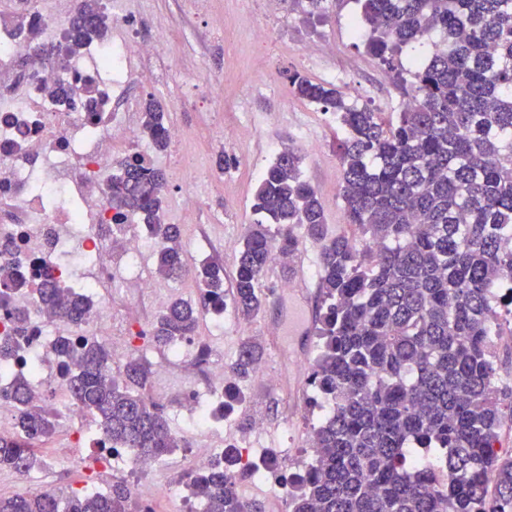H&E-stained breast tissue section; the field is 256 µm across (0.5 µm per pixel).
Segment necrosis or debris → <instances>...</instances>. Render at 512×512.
I'll use <instances>...</instances> for the list:
<instances>
[{
	"label": "necrosis or debris",
	"mask_w": 512,
	"mask_h": 512,
	"mask_svg": "<svg viewBox=\"0 0 512 512\" xmlns=\"http://www.w3.org/2000/svg\"><path fill=\"white\" fill-rule=\"evenodd\" d=\"M102 3L109 37L92 42L64 66L36 57L34 49L59 43L70 25L72 7L37 0L38 32L31 39L0 25V213L6 216L0 224V265L27 284L11 298L12 307L25 310L27 329L15 335L9 321L0 317V339L13 335L21 346L15 358L5 361L6 369L37 370L31 387L38 405L44 382L60 374L52 350L60 325L47 319L37 293L45 280L79 288L92 300V315L70 326L73 336H95L111 327L112 291L125 281H138L144 292L154 295L156 307L166 303L165 296L155 292V280L140 271L141 256L152 243L144 225L132 216L116 224L103 222L110 212L112 171L123 159L120 145L144 142L134 118L138 104L128 88L146 79L142 65L157 53L166 35L161 32L154 42H141L128 0ZM87 77L106 101L104 117L93 126L91 137L85 134L90 126L83 99L76 95L64 103L51 93L57 85L81 86ZM52 196L60 197V204H49ZM61 249L72 257L63 266L56 256ZM86 258L94 267L91 276L83 277L77 263ZM223 396L220 364L203 379L189 378L182 392L184 405L198 415L205 409L204 399Z\"/></svg>",
	"instance_id": "1"
}]
</instances>
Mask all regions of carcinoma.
Returning <instances> with one entry per match:
<instances>
[{
  "label": "carcinoma",
  "instance_id": "carcinoma-1",
  "mask_svg": "<svg viewBox=\"0 0 512 512\" xmlns=\"http://www.w3.org/2000/svg\"><path fill=\"white\" fill-rule=\"evenodd\" d=\"M353 30L403 84L409 102L385 118L350 103L335 85L290 77L300 99L333 110L342 130L341 198L345 223L361 239L328 233L300 157L280 151L265 169L250 225L237 251L233 303L245 318L263 307L260 281L275 253L291 255L295 228L320 245L317 353L310 386L330 406L314 429L313 458L293 476L290 512H506L512 509V458L496 450L512 413L503 412L488 338L497 311L512 305L499 292L512 276V0H356ZM105 36L100 0H80L63 42L37 54L60 64ZM84 80L88 120L102 101ZM142 128L156 151L169 145L161 106L145 102ZM167 182L161 169L135 155L112 177L109 207L147 225L158 243L156 272L192 275L200 303L172 300L154 323V343L194 335L199 313L224 304V272L212 263L187 267L180 227L162 219ZM22 280L4 284L9 308ZM57 321L77 324L91 302L53 280L39 289ZM63 381L99 427L100 448L162 458L185 440L139 389L149 366L128 360L124 381L106 371L112 354L88 337L59 335L53 344ZM260 354L242 342L234 367L245 378ZM15 407L16 436L0 438V470L26 475L44 465L36 442L57 423L34 404L30 381L15 374L0 386ZM247 471L235 448L188 479L202 512H255L240 497ZM130 493L0 497V512H130Z\"/></svg>",
  "mask_w": 512,
  "mask_h": 512
}]
</instances>
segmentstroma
Returning a JSON list of instances; mask_svg holds the SVG:
<instances>
[{
    "label": "stroma",
    "mask_w": 512,
    "mask_h": 512,
    "mask_svg": "<svg viewBox=\"0 0 512 512\" xmlns=\"http://www.w3.org/2000/svg\"><path fill=\"white\" fill-rule=\"evenodd\" d=\"M129 2L142 38H151L160 28L168 31L160 58L148 61L147 69L165 70L166 61L175 63L172 70H165L161 86L135 84L130 92L142 102L160 101L168 124L183 125L188 131L184 141L154 153L152 161L161 168L176 157L186 160L205 195L203 204L183 221L177 210L183 186L174 180L167 183L164 219L181 224L186 255L223 265L224 282L232 284L238 245L256 220L252 203L260 177L276 151L286 146L302 158V175L318 193L329 233L355 235V227L345 222L340 195L342 167L336 122L331 113L296 97L289 77L298 73L324 81L336 73L339 89L351 98L377 112L398 111L404 96L392 73L352 34L350 22L360 12L358 0H333L323 20L307 17L292 0H279L273 11L266 0H210L205 12L195 11L191 0ZM260 24L270 31L262 44L253 39V30ZM260 57L268 62L266 70L255 67ZM216 73L223 76L216 105L201 107L198 99L208 93L209 79ZM219 119L246 128V136L221 141L215 127ZM310 139L316 141V149L307 147ZM221 156L232 161L223 171L217 165ZM285 283L282 262H272L261 280L264 309L250 321L247 333H240L238 313L232 306L227 309L223 329L210 331L207 317L199 319L197 335L208 337L225 370H232L248 337L261 343V363L278 380L274 386L254 377L241 383L240 400L215 415V436L208 440L191 433L187 414L178 405L182 371L169 365L166 348L155 345L148 334H138L139 329H151L157 317L151 295L143 293L133 280L114 292L112 312L127 319L128 332L101 338L112 352V366L123 369L131 353L149 364L151 374L141 394L163 410L172 431L186 437L187 445L168 455L159 471L134 481L99 466L96 424L88 415L83 447H71V433L63 425L51 438L38 443L54 482L68 491L91 482L100 493L116 486L128 488L135 482L146 486L167 482L178 485L179 492L160 500L159 512H182L189 493L183 481L192 468L194 452L219 446L220 434L230 428L249 442L252 461L269 455L277 460L276 468L239 480L240 496L257 503L262 512H288L274 483L296 473L298 464L311 458L309 436L320 415L313 410L315 392L308 383L316 337L309 334L280 344L269 332L288 315L287 308L278 304Z\"/></svg>",
    "instance_id": "stroma-1"
}]
</instances>
